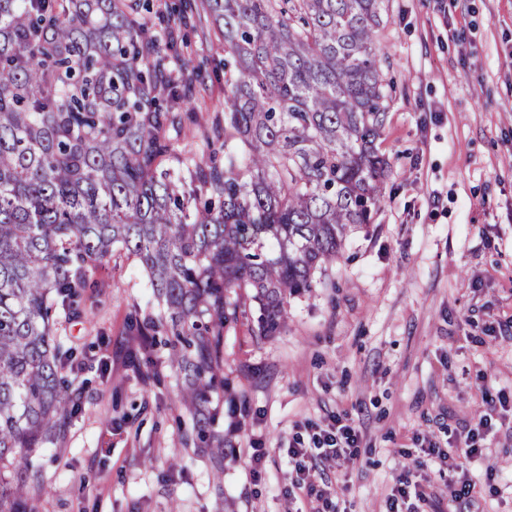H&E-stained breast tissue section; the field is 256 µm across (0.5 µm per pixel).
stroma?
Segmentation results:
<instances>
[{"mask_svg": "<svg viewBox=\"0 0 512 512\" xmlns=\"http://www.w3.org/2000/svg\"><path fill=\"white\" fill-rule=\"evenodd\" d=\"M377 40L395 91L380 148L391 162L369 226L350 233L310 293L291 298L279 334L250 320L224 332V376L247 413L223 432L222 478L184 442L181 376L163 336L130 362L135 325L158 305L121 259L96 270L78 348L82 410L62 447L33 457L40 512H294L283 495L293 426L349 414L359 456L320 466L343 512H386L422 439L446 446L482 410V388L512 399V0H386ZM210 76L181 120L179 144L221 137L224 45L180 32ZM260 442L253 464L248 448ZM471 474H512V411Z\"/></svg>", "mask_w": 512, "mask_h": 512, "instance_id": "35a3bbf8", "label": "stroma"}]
</instances>
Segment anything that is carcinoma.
<instances>
[{
	"mask_svg": "<svg viewBox=\"0 0 512 512\" xmlns=\"http://www.w3.org/2000/svg\"><path fill=\"white\" fill-rule=\"evenodd\" d=\"M162 38L147 0H0V512H39L29 456L81 408L62 319L122 257L160 311L180 407L217 473L224 330L246 307L274 336L380 203L390 99L376 33L384 0H204L224 40V165L176 153L177 109L205 63Z\"/></svg>",
	"mask_w": 512,
	"mask_h": 512,
	"instance_id": "1",
	"label": "carcinoma"
}]
</instances>
